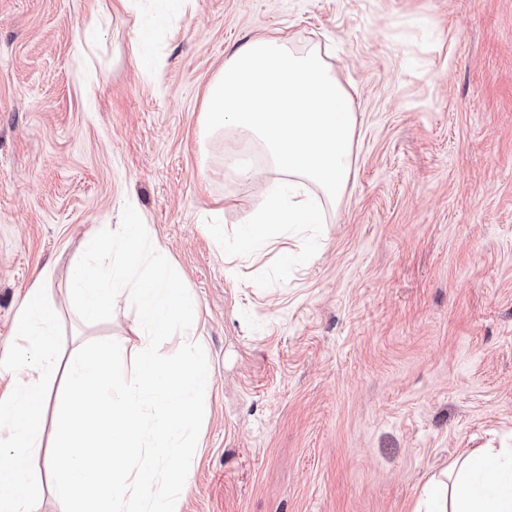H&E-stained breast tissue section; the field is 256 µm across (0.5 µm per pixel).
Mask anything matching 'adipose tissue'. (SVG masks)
<instances>
[{"mask_svg": "<svg viewBox=\"0 0 512 512\" xmlns=\"http://www.w3.org/2000/svg\"><path fill=\"white\" fill-rule=\"evenodd\" d=\"M417 512H512V448L477 449L454 481L430 479Z\"/></svg>", "mask_w": 512, "mask_h": 512, "instance_id": "1", "label": "adipose tissue"}]
</instances>
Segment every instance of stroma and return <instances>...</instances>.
<instances>
[{
  "instance_id": "stroma-1",
  "label": "stroma",
  "mask_w": 512,
  "mask_h": 512,
  "mask_svg": "<svg viewBox=\"0 0 512 512\" xmlns=\"http://www.w3.org/2000/svg\"><path fill=\"white\" fill-rule=\"evenodd\" d=\"M0 0V356L39 275L60 363L117 340L70 273L135 200L196 301L213 383L182 512H414L476 448H512V0ZM321 46L353 95L354 163L315 256L252 283L286 235L226 256L245 138L204 136L209 83L254 36Z\"/></svg>"
}]
</instances>
